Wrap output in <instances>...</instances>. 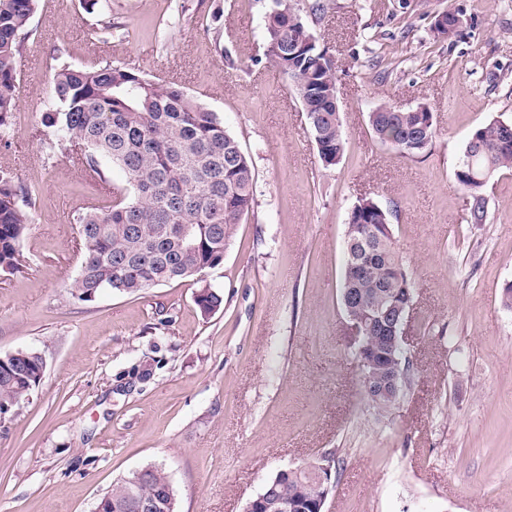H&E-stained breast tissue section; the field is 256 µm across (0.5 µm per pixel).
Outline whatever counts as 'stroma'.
I'll return each mask as SVG.
<instances>
[{
	"label": "stroma",
	"instance_id": "35a3bbf8",
	"mask_svg": "<svg viewBox=\"0 0 512 512\" xmlns=\"http://www.w3.org/2000/svg\"><path fill=\"white\" fill-rule=\"evenodd\" d=\"M334 61L346 139L324 166L290 80L262 31L269 0H39L16 56L17 108L0 171L30 192L19 272H0V356L32 348L40 386L0 420V512H93L121 478L166 468L177 512H243L280 470L326 465L324 512H512V170L486 185L487 223H468L453 170L473 129L512 122V0H294ZM468 20L438 37V13ZM62 64L128 65L217 112L251 157L255 204L196 287L102 292L69 284L77 216L110 204L126 173L57 148L44 121ZM432 112L437 137L405 158L373 138L380 103ZM393 208L416 292L403 346L406 395L365 404L339 303L348 215Z\"/></svg>",
	"mask_w": 512,
	"mask_h": 512
}]
</instances>
